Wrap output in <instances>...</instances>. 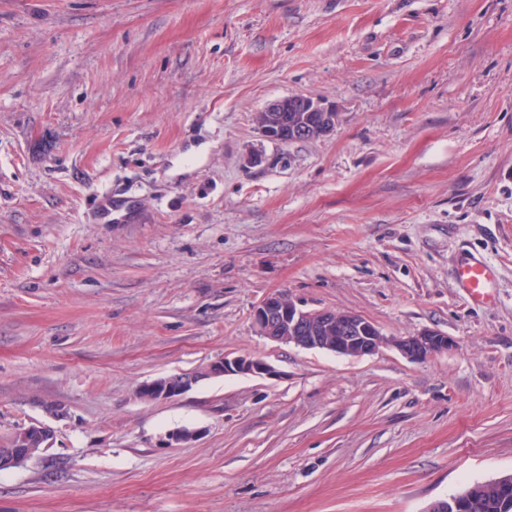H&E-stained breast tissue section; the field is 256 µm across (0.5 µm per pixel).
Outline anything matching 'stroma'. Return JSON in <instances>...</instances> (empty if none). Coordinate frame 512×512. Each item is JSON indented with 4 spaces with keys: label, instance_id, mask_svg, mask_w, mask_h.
<instances>
[{
    "label": "stroma",
    "instance_id": "35a3bbf8",
    "mask_svg": "<svg viewBox=\"0 0 512 512\" xmlns=\"http://www.w3.org/2000/svg\"><path fill=\"white\" fill-rule=\"evenodd\" d=\"M297 94L334 132L263 136ZM272 292L453 345L275 342ZM241 354L277 377L136 397ZM43 400L0 512H426L512 473V0H0V446ZM260 112L263 116L258 126L264 136L283 144L314 141L327 136L333 132L337 119L334 107L306 95H293L274 100ZM290 112H294L299 119L308 116V112H315L319 118L316 122L308 120L291 123L289 127ZM456 287L476 305H482L492 299L497 270L490 262L475 258H462L455 271Z\"/></svg>",
    "mask_w": 512,
    "mask_h": 512
}]
</instances>
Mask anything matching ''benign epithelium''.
Instances as JSON below:
<instances>
[{
    "label": "benign epithelium",
    "instance_id": "7a95c632",
    "mask_svg": "<svg viewBox=\"0 0 512 512\" xmlns=\"http://www.w3.org/2000/svg\"><path fill=\"white\" fill-rule=\"evenodd\" d=\"M290 112H315V122L288 124ZM336 110L306 95H293L274 100L262 109L258 123L265 137L279 142H306L320 139L333 132ZM253 320L267 338L293 344L304 349H318L339 355L362 357L373 355L393 344L403 355L415 361L425 360L448 349L452 340L445 334L426 329L416 334L389 339L364 316L353 312L330 309L305 311L291 299L278 293L266 296L253 310ZM226 375H251L273 378L278 371L261 358L250 354L220 357L188 374L156 378L142 384L137 392L148 403L166 402L179 397L199 381ZM56 431L42 421H33L11 432L13 447L0 448V469L16 468L32 458V441L52 446ZM473 496L448 499V504L436 503L437 512H468Z\"/></svg>",
    "mask_w": 512,
    "mask_h": 512
}]
</instances>
